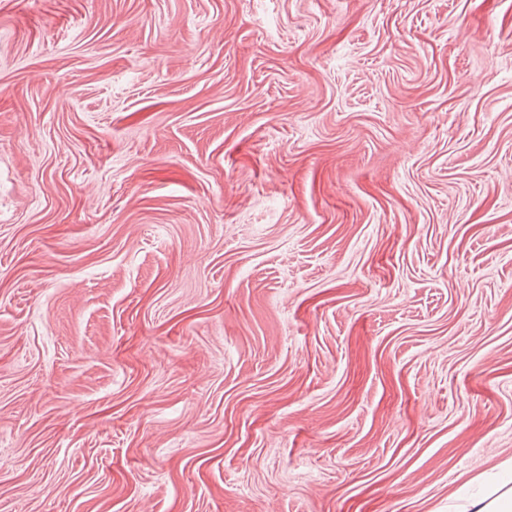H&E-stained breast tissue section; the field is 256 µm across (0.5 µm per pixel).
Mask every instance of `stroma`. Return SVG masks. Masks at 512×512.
Here are the masks:
<instances>
[{
	"instance_id": "stroma-1",
	"label": "stroma",
	"mask_w": 512,
	"mask_h": 512,
	"mask_svg": "<svg viewBox=\"0 0 512 512\" xmlns=\"http://www.w3.org/2000/svg\"><path fill=\"white\" fill-rule=\"evenodd\" d=\"M509 467L512 0H0V512Z\"/></svg>"
}]
</instances>
